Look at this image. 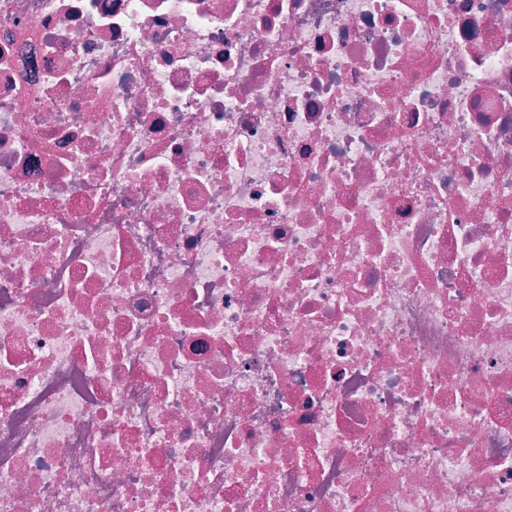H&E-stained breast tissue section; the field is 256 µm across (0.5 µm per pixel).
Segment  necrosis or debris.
I'll list each match as a JSON object with an SVG mask.
<instances>
[{"label":"necrosis or debris","mask_w":512,"mask_h":512,"mask_svg":"<svg viewBox=\"0 0 512 512\" xmlns=\"http://www.w3.org/2000/svg\"><path fill=\"white\" fill-rule=\"evenodd\" d=\"M0 512H512V0H0Z\"/></svg>","instance_id":"obj_1"}]
</instances>
